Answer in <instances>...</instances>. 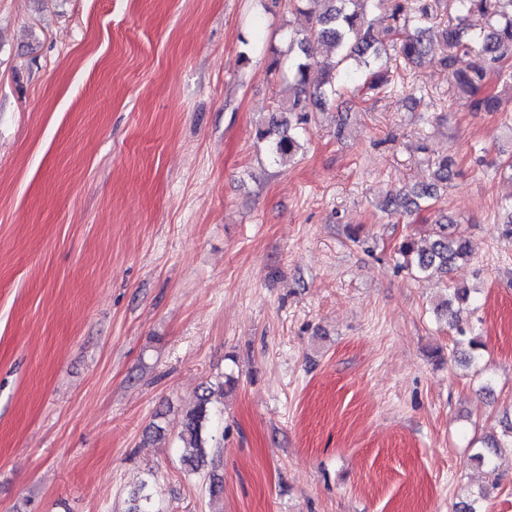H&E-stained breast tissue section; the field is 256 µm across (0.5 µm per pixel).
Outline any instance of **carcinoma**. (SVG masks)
<instances>
[{
	"label": "carcinoma",
	"instance_id": "1",
	"mask_svg": "<svg viewBox=\"0 0 512 512\" xmlns=\"http://www.w3.org/2000/svg\"><path fill=\"white\" fill-rule=\"evenodd\" d=\"M324 2L323 11L315 4ZM390 8L383 24L375 12L378 0H288V44L284 52H274L271 67L281 66V56L288 57V97L278 103L288 118H271L258 128V138L278 162H291L304 152L310 115L333 101L351 86L374 91L386 89L394 76L389 63L395 58L408 65H419L440 47L441 66L448 71L456 101L471 112H499L509 99L503 91L512 89V0H389ZM448 13V22L433 31L431 22L438 12ZM316 41L324 47L321 58H310L306 45ZM461 52L472 53L464 69L457 67ZM319 80L309 82L311 70ZM429 181L414 185L388 198L385 209L392 214H408L437 197L439 187H446L457 176L456 163L446 156L425 158ZM473 253L467 239L456 238L449 225L439 224L431 235L405 238L398 247L404 267L419 278L446 274ZM466 287L453 289L450 297L437 305V314L455 328L460 362L482 360L484 344L477 336L467 335L459 324L461 311L470 304ZM233 376L202 387L191 408L177 422V438L183 463L188 472L215 468L224 438L217 436L214 397H224V386L234 385ZM512 449V427L501 441H493L472 455L477 464H490ZM129 512H153L146 486L134 493Z\"/></svg>",
	"mask_w": 512,
	"mask_h": 512
}]
</instances>
